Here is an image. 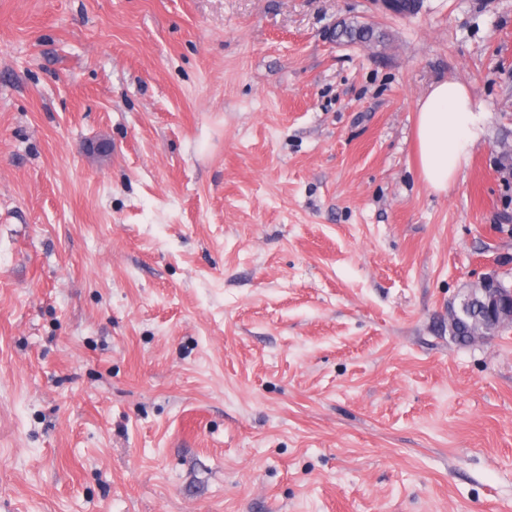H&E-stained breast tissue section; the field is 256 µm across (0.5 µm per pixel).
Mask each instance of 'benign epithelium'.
I'll return each mask as SVG.
<instances>
[{
  "label": "benign epithelium",
  "mask_w": 512,
  "mask_h": 512,
  "mask_svg": "<svg viewBox=\"0 0 512 512\" xmlns=\"http://www.w3.org/2000/svg\"><path fill=\"white\" fill-rule=\"evenodd\" d=\"M383 9L407 16L419 9L421 0H376ZM476 301L487 314V326L512 324V284L502 282L496 275L488 274L477 284L460 295L458 303L448 304V331L455 334L456 327L467 314L468 306Z\"/></svg>",
  "instance_id": "benign-epithelium-1"
}]
</instances>
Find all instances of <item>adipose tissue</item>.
<instances>
[{
	"mask_svg": "<svg viewBox=\"0 0 512 512\" xmlns=\"http://www.w3.org/2000/svg\"><path fill=\"white\" fill-rule=\"evenodd\" d=\"M485 120L480 105L459 82L431 86L416 119L417 161L428 185L436 191L454 184L479 140Z\"/></svg>",
	"mask_w": 512,
	"mask_h": 512,
	"instance_id": "obj_1",
	"label": "adipose tissue"
}]
</instances>
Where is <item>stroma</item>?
<instances>
[{
  "mask_svg": "<svg viewBox=\"0 0 512 512\" xmlns=\"http://www.w3.org/2000/svg\"><path fill=\"white\" fill-rule=\"evenodd\" d=\"M487 273L512 0H0V512H512V329L448 334ZM328 38L334 44H338L336 42V38L340 39L341 41H348L349 39H351L357 40L362 44H372L382 42L385 38V33L382 31V29L378 28L375 25L370 26L368 24L357 23L354 24V28L351 29L350 31L343 32L336 31L335 26L329 32ZM485 113L460 82L435 83L420 102L417 161L433 190L445 191L457 181L483 132Z\"/></svg>",
  "mask_w": 512,
  "mask_h": 512,
  "instance_id": "35a3bbf8",
  "label": "stroma"
}]
</instances>
